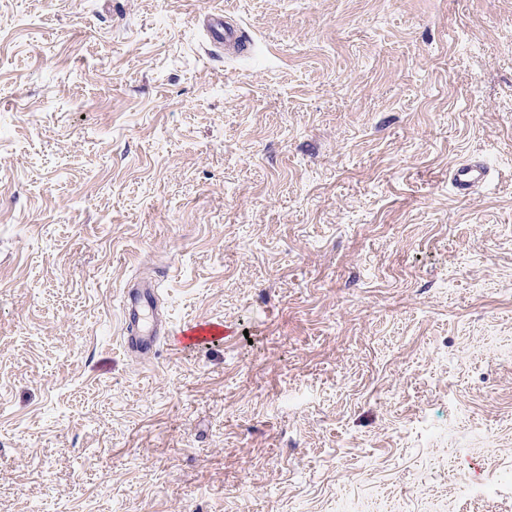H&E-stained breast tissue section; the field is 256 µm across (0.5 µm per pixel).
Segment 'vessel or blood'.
Returning a JSON list of instances; mask_svg holds the SVG:
<instances>
[{
	"label": "vessel or blood",
	"instance_id": "b4317fda",
	"mask_svg": "<svg viewBox=\"0 0 512 512\" xmlns=\"http://www.w3.org/2000/svg\"><path fill=\"white\" fill-rule=\"evenodd\" d=\"M200 23L211 47L232 49L238 52L247 47V40L230 15L223 12H208L201 16ZM487 176L482 162L467 161L451 170L450 181L460 196H469ZM156 309L153 284L127 289L124 295L122 317L124 336L122 345L126 351L144 354L155 351L160 341L168 340V333H157L153 327ZM224 326L215 322H199L184 330L180 336L183 344L200 345L223 335Z\"/></svg>",
	"mask_w": 512,
	"mask_h": 512
}]
</instances>
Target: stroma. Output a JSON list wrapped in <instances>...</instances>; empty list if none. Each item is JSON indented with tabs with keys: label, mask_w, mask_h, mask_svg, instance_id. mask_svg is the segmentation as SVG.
<instances>
[{
	"label": "stroma",
	"mask_w": 512,
	"mask_h": 512,
	"mask_svg": "<svg viewBox=\"0 0 512 512\" xmlns=\"http://www.w3.org/2000/svg\"><path fill=\"white\" fill-rule=\"evenodd\" d=\"M0 512H512V0H0ZM231 18L224 11L208 12L200 17V23L211 47L242 52L247 47V40ZM487 176V168L481 161H467L451 170L450 181L456 192L462 196H469ZM155 309L153 283L127 288L122 307V346L126 351L149 354L155 351L158 342L169 340L173 334L170 326L164 333H157L153 327ZM224 335V325L215 322H199L181 333V342L185 345H200Z\"/></svg>",
	"instance_id": "obj_1"
}]
</instances>
